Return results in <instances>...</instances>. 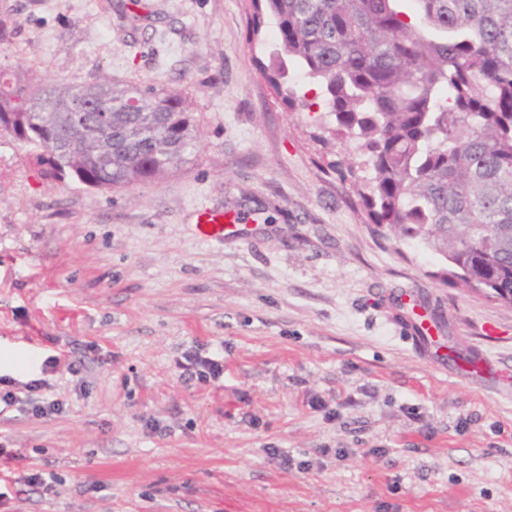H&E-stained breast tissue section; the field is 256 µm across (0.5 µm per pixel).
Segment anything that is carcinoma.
Masks as SVG:
<instances>
[{
	"label": "carcinoma",
	"instance_id": "carcinoma-1",
	"mask_svg": "<svg viewBox=\"0 0 512 512\" xmlns=\"http://www.w3.org/2000/svg\"><path fill=\"white\" fill-rule=\"evenodd\" d=\"M354 145L340 176L368 168L356 193L368 223L441 255L450 276L488 298L512 294V0H251ZM4 134L45 177L124 189L177 167L195 119L177 93L108 81L32 90L0 70Z\"/></svg>",
	"mask_w": 512,
	"mask_h": 512
}]
</instances>
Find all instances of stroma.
Listing matches in <instances>:
<instances>
[{"instance_id":"obj_1","label":"stroma","mask_w":512,"mask_h":512,"mask_svg":"<svg viewBox=\"0 0 512 512\" xmlns=\"http://www.w3.org/2000/svg\"><path fill=\"white\" fill-rule=\"evenodd\" d=\"M247 12L0 0V68L154 85L197 124L184 163L121 190L45 178L0 136V370L64 357L61 413L0 404V512H512V305L374 232L331 170L348 146L322 142L309 80L264 78L278 40L250 41ZM205 208L257 219L207 240ZM194 351L223 357L218 382L183 378Z\"/></svg>"}]
</instances>
